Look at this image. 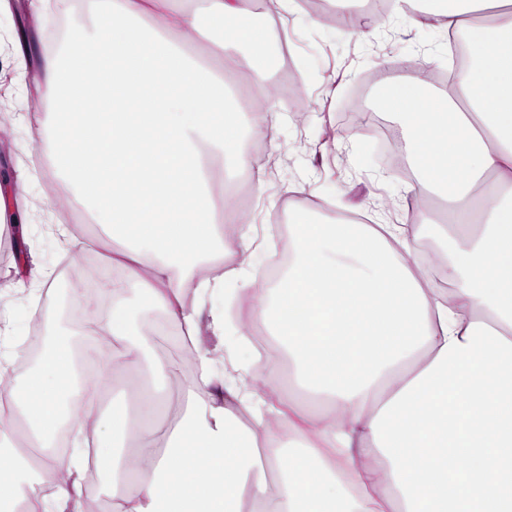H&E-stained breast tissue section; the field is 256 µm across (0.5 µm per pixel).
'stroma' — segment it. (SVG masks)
Returning <instances> with one entry per match:
<instances>
[{
	"label": "stroma",
	"mask_w": 512,
	"mask_h": 512,
	"mask_svg": "<svg viewBox=\"0 0 512 512\" xmlns=\"http://www.w3.org/2000/svg\"><path fill=\"white\" fill-rule=\"evenodd\" d=\"M329 2L335 10L331 22L304 7L285 14L273 27L268 84L277 87L282 73H289L301 98L292 109L283 96L274 95L272 143L245 140L248 151L263 153L265 192L240 215L253 229L259 269L283 251L288 225L271 217L292 203L307 205L328 220L354 214L367 224L410 227L425 219L441 220L446 211L436 197L429 208H419L404 179L378 151L376 138L344 124L342 117L357 108L391 123L390 115L381 114L375 93L356 102L354 88L376 75L417 81V71L409 68L413 62L453 73L456 58L447 33L415 25L412 15L394 10L376 21L368 0ZM68 14L67 0H5L0 6V140L9 145L0 156V179L26 186L11 210L23 215L28 239L20 247L7 240L0 254V334L18 342L0 365L12 376L35 364L30 351L36 345L31 333L37 318H44L50 329L66 326L56 308L57 284L78 264L99 255V227L78 243H67L60 235L59 224L73 213V197L47 159L44 123L52 107L45 92L42 45ZM205 306L223 312L226 332L213 335L208 321H201L198 344L218 369L252 367L256 350L246 339L263 334L264 328L251 322L244 298L218 294L206 299Z\"/></svg>",
	"instance_id": "35a3bbf8"
}]
</instances>
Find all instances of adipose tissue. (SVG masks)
I'll use <instances>...</instances> for the list:
<instances>
[{"mask_svg":"<svg viewBox=\"0 0 512 512\" xmlns=\"http://www.w3.org/2000/svg\"><path fill=\"white\" fill-rule=\"evenodd\" d=\"M83 0L94 31L79 51L44 57L48 162L125 282L107 316L92 314L88 347L109 339L95 380L78 372L73 340L51 335L38 362L0 389L41 464L29 472L0 432V512L30 501L85 512L86 457L112 472V512H512V0H426L423 19L466 36V62L445 90L385 78L377 103L398 123L413 173L407 189L448 202L450 240L438 291L403 250L397 224L325 221L293 206L288 265L277 281L252 265L249 226L215 199L224 164L252 172L232 79L265 83L270 34L247 0ZM209 45L191 52L192 42ZM235 284L251 319L286 352L306 402L225 376L213 397L207 351L169 410L154 388L170 363L121 300L189 338L201 303ZM76 423L75 451L56 436ZM134 435L118 454L114 440ZM64 482H57L58 473Z\"/></svg>","mask_w":512,"mask_h":512,"instance_id":"obj_1","label":"adipose tissue"}]
</instances>
